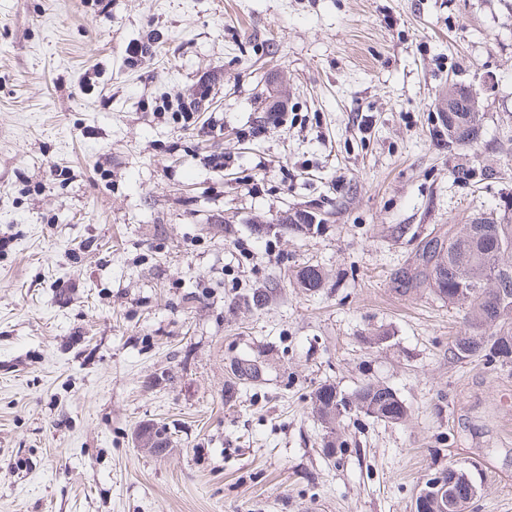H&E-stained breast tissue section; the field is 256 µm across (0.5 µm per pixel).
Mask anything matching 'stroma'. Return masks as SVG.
Here are the masks:
<instances>
[{
    "instance_id": "obj_1",
    "label": "stroma",
    "mask_w": 512,
    "mask_h": 512,
    "mask_svg": "<svg viewBox=\"0 0 512 512\" xmlns=\"http://www.w3.org/2000/svg\"><path fill=\"white\" fill-rule=\"evenodd\" d=\"M203 76L190 119L142 109ZM510 198L512 0H0V512H413L452 461L468 512H512V365L457 358L464 306L406 285ZM366 380L408 419L327 455L311 392ZM463 93L466 96V100H464ZM462 103L466 106L464 109H462ZM439 107L440 112H453L452 117L448 115L446 117L440 116L442 124L448 125L450 121L452 125L454 122L452 119L457 121L454 130L455 142H452L453 146H472L477 142L480 137L481 126L476 130L471 124V120L463 118L464 114H470L469 109H472L471 112L477 111V92L474 89L469 86L463 87L457 83L451 84L448 86V95H444ZM459 113L461 114L459 115Z\"/></svg>"
}]
</instances>
